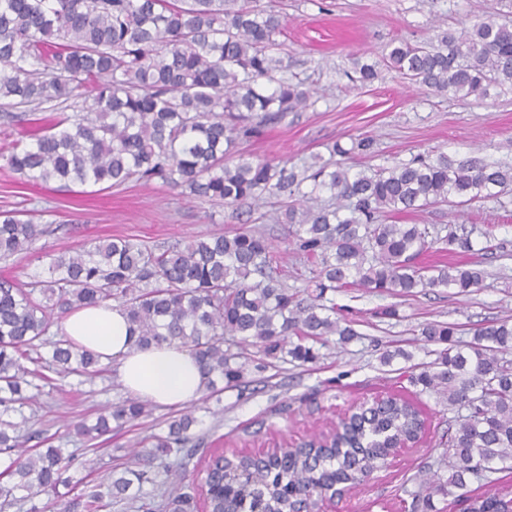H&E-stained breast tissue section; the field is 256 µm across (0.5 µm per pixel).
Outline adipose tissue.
Masks as SVG:
<instances>
[{"label": "adipose tissue", "instance_id": "obj_1", "mask_svg": "<svg viewBox=\"0 0 512 512\" xmlns=\"http://www.w3.org/2000/svg\"><path fill=\"white\" fill-rule=\"evenodd\" d=\"M62 333L76 344L117 360L127 392L159 405H186L204 391L206 380L193 354L177 343L140 351L133 345L129 322L117 305L90 306L71 313Z\"/></svg>", "mask_w": 512, "mask_h": 512}]
</instances>
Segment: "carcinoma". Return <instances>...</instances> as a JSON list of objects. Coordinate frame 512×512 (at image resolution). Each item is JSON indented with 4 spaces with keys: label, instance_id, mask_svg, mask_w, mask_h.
Returning <instances> with one entry per match:
<instances>
[{
    "label": "carcinoma",
    "instance_id": "1",
    "mask_svg": "<svg viewBox=\"0 0 512 512\" xmlns=\"http://www.w3.org/2000/svg\"><path fill=\"white\" fill-rule=\"evenodd\" d=\"M283 20L257 0H0V101L16 108L55 111L68 101H90L88 111L34 122L29 141L7 158L32 183L113 186L160 178L198 198L235 205L266 196L302 194L277 221L297 226L298 246L314 266L302 289L276 273L272 245L238 231L187 244L150 248L131 238L96 242L56 259L34 289L0 280V510L18 500L28 512L44 495L61 512H106L125 500L134 512H198V489L185 482L196 418L174 417L151 435L142 467H126L78 491L70 471L76 456L61 448H29L22 407L42 388L72 375L102 371L100 356L50 333L54 314L115 303L126 312L136 348L179 342L190 348L207 379L238 384L252 346L263 360L314 364V344L356 331L336 320L326 294L361 287L392 296L482 286L475 265L420 267L418 256L437 243L468 252V235L428 239L424 224H381L385 211L461 205L512 191V167L454 162L445 155L415 157L371 175L325 161L303 175L287 163L233 158L238 140L308 105L305 83L277 77L288 68L274 54ZM387 67L421 87L461 97H485L512 85V28L489 14L461 36L442 33L422 45L402 42L385 55ZM352 81H374L376 65L355 62ZM310 182L311 190L301 192ZM327 192L331 204L314 194ZM48 226L21 211L0 212V259L28 252ZM420 335L443 345L434 362L409 376L419 393L436 397L448 418L441 483L421 480L414 507L435 512L433 496L484 479L483 491L461 495L464 512H512V492L490 475L512 470V320L477 329L473 341L455 339L456 326L426 322ZM150 409L127 399L75 427L95 440L134 422ZM427 430L414 399L388 393L359 404L358 415L329 443L281 448L279 458L244 457L238 479L226 480L214 462L203 485L211 512H296L338 485L365 483L392 446ZM24 496L17 498L16 493Z\"/></svg>",
    "mask_w": 512,
    "mask_h": 512
}]
</instances>
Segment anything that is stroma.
<instances>
[{"label": "stroma", "instance_id": "stroma-1", "mask_svg": "<svg viewBox=\"0 0 512 512\" xmlns=\"http://www.w3.org/2000/svg\"><path fill=\"white\" fill-rule=\"evenodd\" d=\"M274 5L285 20L276 53L288 65L286 75L302 80L314 94L307 107L288 113L256 138L239 143L242 157L285 160L304 170L315 158L329 160L334 144L349 148L346 163L365 173L417 155L447 154L454 161L512 165V86L490 89L487 97L465 99L412 84L388 68L383 57L392 43H422L439 30L462 32L476 20L499 12L497 0H260ZM512 25V14L499 12ZM376 64L378 77L363 87L349 79L354 58ZM371 138L370 153L352 151L353 142ZM287 196L225 206L182 194L162 180L132 181L112 189L72 186L59 189L23 182L0 158V211L26 210L48 224L49 233L29 253L3 260L0 274L28 283L47 270L53 258L94 241L127 236L148 245H170L215 233L247 230L273 245L283 277L302 285L310 265L296 246L295 228L275 220ZM388 224H425L435 237L449 231L470 236L473 249L459 254L486 271L481 288L467 295L451 289L395 298L363 288L336 292L333 300L358 331L344 346L328 340L317 363H283L262 372L248 371L240 385L218 395L202 394L190 408L198 419L194 434L207 451L250 455L269 448L296 446L330 433L342 409L407 386L408 373L420 372L436 358L434 343L425 341L419 326L429 321L458 328L457 337L472 341L487 321L512 318V192L462 207L438 205L423 211L384 214ZM395 307L396 317L380 312ZM401 357L382 364L384 350ZM118 363L105 372L69 377L62 390L45 388L31 410V428L52 446L76 454L73 470L83 490L97 474L83 463L102 468L130 465L136 443L162 433L177 408L152 406L148 416L123 425L110 442L90 450L73 423L93 421L97 413L126 399ZM429 428L419 447L390 458L371 479L336 503L338 512H413L410 490L415 477H428L427 465L443 452L446 417L434 397L421 395Z\"/></svg>", "mask_w": 512, "mask_h": 512}]
</instances>
